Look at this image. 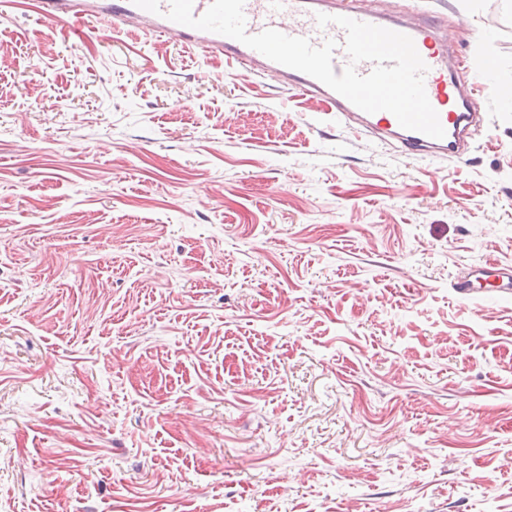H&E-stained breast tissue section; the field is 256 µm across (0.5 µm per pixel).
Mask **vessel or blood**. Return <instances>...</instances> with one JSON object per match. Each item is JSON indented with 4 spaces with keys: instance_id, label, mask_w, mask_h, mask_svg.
Masks as SVG:
<instances>
[{
    "instance_id": "vessel-or-blood-1",
    "label": "vessel or blood",
    "mask_w": 512,
    "mask_h": 512,
    "mask_svg": "<svg viewBox=\"0 0 512 512\" xmlns=\"http://www.w3.org/2000/svg\"><path fill=\"white\" fill-rule=\"evenodd\" d=\"M36 9L45 19L64 23L75 31L94 19L124 28L133 37L173 35L184 43L225 55L237 64V75L242 79L248 77L252 66H260L288 87L319 98L337 115L353 120L365 131L397 142L411 155L438 161L461 159L472 127L488 117L472 85L458 79L452 67L454 52L439 24L431 20L412 22L386 10H367L359 6L358 0H245L246 29L257 34L272 28L307 38L316 46L334 40L333 68L338 74L348 63L346 33L335 24L319 27L316 14L344 16L408 35L428 66L425 90L445 130L443 138L404 129L387 111L366 113L317 79L276 63L235 39L175 23L134 5L132 0H37Z\"/></svg>"
}]
</instances>
